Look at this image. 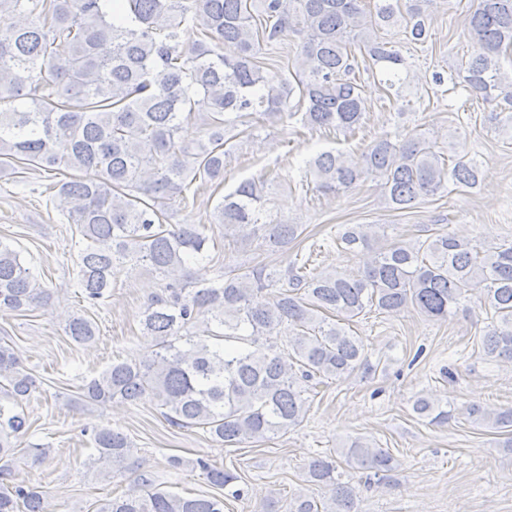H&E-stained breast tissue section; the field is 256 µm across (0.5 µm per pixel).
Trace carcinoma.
I'll list each match as a JSON object with an SVG mask.
<instances>
[{
    "label": "carcinoma",
    "mask_w": 512,
    "mask_h": 512,
    "mask_svg": "<svg viewBox=\"0 0 512 512\" xmlns=\"http://www.w3.org/2000/svg\"><path fill=\"white\" fill-rule=\"evenodd\" d=\"M120 0L116 16L105 0H0V165L80 172L58 181L50 198L76 226V286L92 306L112 278L142 264L164 281L142 311L150 346L142 357L112 363L82 385L90 402L153 401L178 428H198L215 442H263L302 424L310 408L309 382L374 370L363 339L350 329L366 311L397 314L415 309L446 320L474 304L490 315L480 348L512 361V241L480 252L455 232L396 242L373 250L378 224H348L336 236L346 252L373 251L358 272H311L307 262L284 270L266 264L224 265L209 282L199 271L218 258L225 242L259 241L272 252L295 245L298 224L262 220L266 197L279 182L242 181L214 207L224 241L195 224H169L167 211L196 181L224 183V129L244 123L295 120L307 130L354 135L367 111L355 67L369 59L404 97L410 73L400 52L380 32L401 26L406 39L432 38L431 0ZM471 48L458 78L470 93L496 106L494 120L512 127V72L500 66L512 51V0H473L468 14ZM301 37V76L293 84L264 71L261 44L287 34ZM194 35L188 51L181 35ZM200 123L201 138L180 140L183 124ZM315 188L339 194L359 182H380L393 210L411 209L428 196H445L478 183L473 160L448 156L424 134L393 142L379 137L359 155L325 151L308 164ZM16 249L0 240V311L26 312L52 305ZM204 319L217 330L192 332ZM288 325L286 347L273 337ZM65 333L85 345L97 336L86 316L72 314ZM0 512H45L43 491L18 480L14 441L30 428L22 402L37 379L0 340ZM412 410L443 426L456 408L424 395ZM473 422L503 437L512 452V408L472 402ZM107 477L126 469L132 444L110 427L92 430ZM346 464L383 479L394 470L387 448L357 437L344 449ZM193 468L216 495L184 497L143 473L126 495L97 512H224L241 500V476L198 458ZM307 478L319 498L294 493L288 512H359L357 492L331 456L312 458Z\"/></svg>",
    "instance_id": "obj_1"
}]
</instances>
